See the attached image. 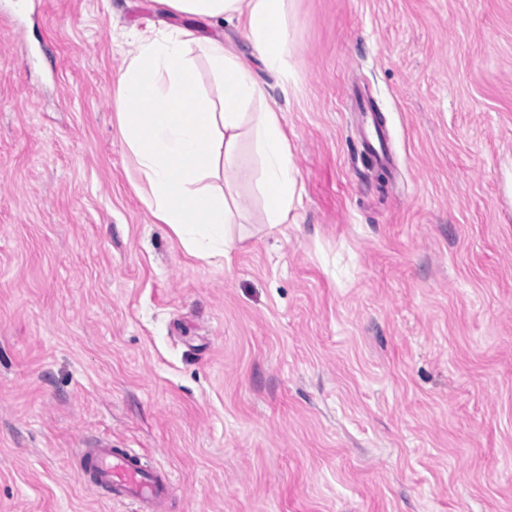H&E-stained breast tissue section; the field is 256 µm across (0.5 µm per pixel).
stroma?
<instances>
[{"mask_svg":"<svg viewBox=\"0 0 512 512\" xmlns=\"http://www.w3.org/2000/svg\"><path fill=\"white\" fill-rule=\"evenodd\" d=\"M287 2L284 79L159 0H0V512H129L79 464L101 439L173 473L166 512H512V0ZM172 24L288 135V221L239 182L223 266L118 128Z\"/></svg>","mask_w":512,"mask_h":512,"instance_id":"stroma-1","label":"stroma"}]
</instances>
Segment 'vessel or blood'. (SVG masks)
<instances>
[{
    "instance_id": "1",
    "label": "vessel or blood",
    "mask_w": 512,
    "mask_h": 512,
    "mask_svg": "<svg viewBox=\"0 0 512 512\" xmlns=\"http://www.w3.org/2000/svg\"><path fill=\"white\" fill-rule=\"evenodd\" d=\"M82 458L95 486L130 505L132 512H160L173 484L169 471L144 465L132 449H116L104 441L83 451Z\"/></svg>"
}]
</instances>
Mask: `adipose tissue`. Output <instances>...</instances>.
<instances>
[{"mask_svg":"<svg viewBox=\"0 0 512 512\" xmlns=\"http://www.w3.org/2000/svg\"><path fill=\"white\" fill-rule=\"evenodd\" d=\"M173 13L236 21L259 59L287 73L285 0H161ZM203 58L219 88L206 93ZM118 126L135 159L140 193L154 218L195 258L220 263L237 221L238 148L250 140L260 160L257 188L266 224L288 221L297 193L288 139L274 107L252 111L263 91L247 59L223 39L169 26L141 34L117 81Z\"/></svg>","mask_w":512,"mask_h":512,"instance_id":"ef3b65f1","label":"adipose tissue"}]
</instances>
